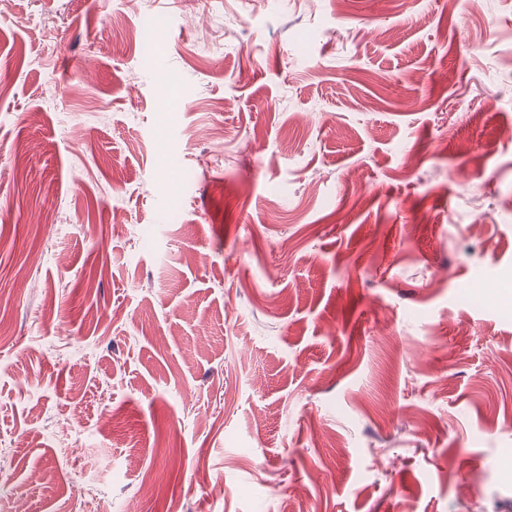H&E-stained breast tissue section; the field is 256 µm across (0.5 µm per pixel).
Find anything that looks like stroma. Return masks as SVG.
Wrapping results in <instances>:
<instances>
[{
  "label": "stroma",
  "instance_id": "1",
  "mask_svg": "<svg viewBox=\"0 0 512 512\" xmlns=\"http://www.w3.org/2000/svg\"><path fill=\"white\" fill-rule=\"evenodd\" d=\"M511 59L512 0H0V512H512Z\"/></svg>",
  "mask_w": 512,
  "mask_h": 512
}]
</instances>
